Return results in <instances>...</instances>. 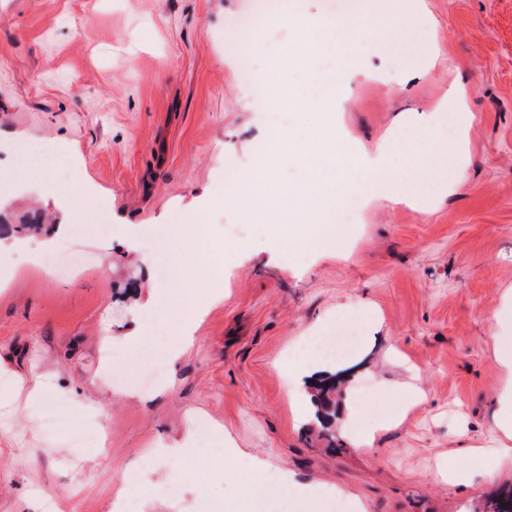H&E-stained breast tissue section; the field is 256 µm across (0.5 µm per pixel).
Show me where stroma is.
Masks as SVG:
<instances>
[{"mask_svg": "<svg viewBox=\"0 0 512 512\" xmlns=\"http://www.w3.org/2000/svg\"><path fill=\"white\" fill-rule=\"evenodd\" d=\"M345 3L0 0V142L56 144L79 161L73 173L27 172L67 186L66 209L30 188L0 214L12 225L28 211L51 225L103 214L113 230L93 255L75 251L76 272L14 279L0 257V392L12 374L46 375L55 400L0 407V512H113L123 486L139 503L149 489L130 474L162 472L157 449L198 419L233 450L199 456L160 512H194L200 484L222 512H237L245 486L251 512H278L283 488L234 467L238 452L298 483L340 487L360 512H474L512 485V467L496 463L500 357L512 355V0H363L354 13ZM284 7L294 24L259 28L258 49L225 53L235 24ZM303 17L368 27L326 116L357 150L402 124L425 132L442 108L466 121L448 148L466 161L456 187L412 206L368 205L352 224L328 212L311 249L288 234L300 211L224 193L226 165L244 170L269 150L267 112L284 109L303 139L325 118L299 98ZM270 58L288 97L267 94ZM174 223L182 255L223 277L159 284L148 243ZM204 231L223 249L198 255ZM215 288L224 297L207 304ZM156 290L168 328L206 303L195 341L153 389L140 368L114 383L125 336L151 334L135 310ZM356 304L372 320L331 371L343 395L365 393L379 428L371 444L343 428L331 444L289 398L285 366L300 336Z\"/></svg>", "mask_w": 512, "mask_h": 512, "instance_id": "35a3bbf8", "label": "stroma"}]
</instances>
